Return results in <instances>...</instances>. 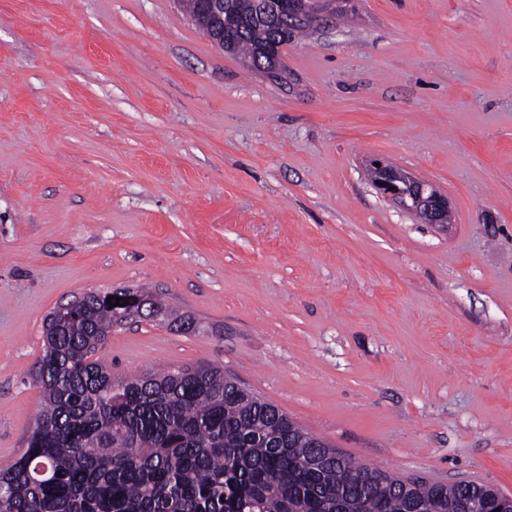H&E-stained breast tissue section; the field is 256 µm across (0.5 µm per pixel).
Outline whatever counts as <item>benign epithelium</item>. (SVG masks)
<instances>
[{"label": "benign epithelium", "instance_id": "7a95c632", "mask_svg": "<svg viewBox=\"0 0 512 512\" xmlns=\"http://www.w3.org/2000/svg\"><path fill=\"white\" fill-rule=\"evenodd\" d=\"M284 13L288 14L290 22L318 27L336 13V0H268L263 20L269 27L276 28ZM205 16L215 26L224 22V0H209ZM367 167L371 172V184L381 197L421 215L427 224L441 226L448 223V198L433 185L383 158L369 159ZM470 509L474 512H494L496 509L512 512V495L496 491L479 504L469 499L448 504V512H468Z\"/></svg>", "mask_w": 512, "mask_h": 512}]
</instances>
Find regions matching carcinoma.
Wrapping results in <instances>:
<instances>
[{"label": "carcinoma", "mask_w": 512, "mask_h": 512, "mask_svg": "<svg viewBox=\"0 0 512 512\" xmlns=\"http://www.w3.org/2000/svg\"><path fill=\"white\" fill-rule=\"evenodd\" d=\"M253 0H224L236 53L257 56L273 37L249 19ZM137 315L86 292L43 323L32 372L41 409L24 454L0 469V512H448L463 493L356 463L214 365L117 379L95 358L112 330L143 318L197 335L206 327L148 288Z\"/></svg>", "instance_id": "cac0c4a2"}]
</instances>
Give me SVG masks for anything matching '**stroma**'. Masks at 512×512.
I'll list each match as a JSON object with an SVG mask.
<instances>
[{"label":"stroma","instance_id":"35a3bbf8","mask_svg":"<svg viewBox=\"0 0 512 512\" xmlns=\"http://www.w3.org/2000/svg\"><path fill=\"white\" fill-rule=\"evenodd\" d=\"M350 3L268 75L177 0H0V468L45 316L149 286L209 330L115 329V376L215 364L356 462L512 494V0ZM374 163H380V166L376 167ZM367 167L371 172V184L381 197L421 215L426 224H448V198L433 185L383 158L369 159Z\"/></svg>","mask_w":512,"mask_h":512}]
</instances>
